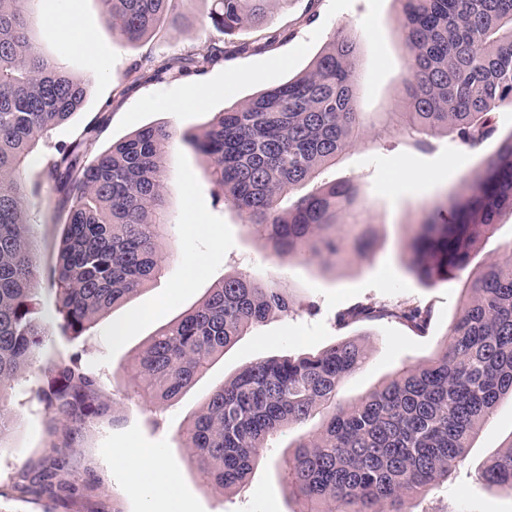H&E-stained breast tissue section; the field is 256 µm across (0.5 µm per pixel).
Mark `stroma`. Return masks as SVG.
I'll return each instance as SVG.
<instances>
[{
	"label": "stroma",
	"mask_w": 512,
	"mask_h": 512,
	"mask_svg": "<svg viewBox=\"0 0 512 512\" xmlns=\"http://www.w3.org/2000/svg\"><path fill=\"white\" fill-rule=\"evenodd\" d=\"M209 0H181L176 21L161 32L128 44L105 22L97 0H38L35 39L46 54L58 58L87 82L82 110L55 132L69 139L98 113L111 121L101 135L109 146L152 124L178 134L169 156L167 196L174 222L176 250L164 278L125 304L109 311L88 333L76 339L55 330V291L50 269L59 229L49 189H42L31 212L38 248L39 316L51 328L30 373L15 383L0 409L15 428L0 445V512H163L160 497L135 491L132 475L112 462V451L149 452L172 476L185 512H300L301 501L289 497L275 462L297 437L290 430L277 437L266 459L249 477L226 492L205 484L189 466L178 434L203 398L224 379L251 362L270 357L316 353L355 337L371 350L368 362L342 385L340 396L353 400L374 389L403 365L432 355L442 345L464 278L431 285L420 282L405 265L404 245L413 236L422 210L457 186L464 171L477 170L512 133V106L493 117L494 137L469 148L442 137L433 153H414L401 134L367 135L356 143L325 180H350L361 188L360 218L372 238L366 257L346 253L330 268L300 259L275 263L249 234L238 214L214 203L204 175V159L187 138L198 135L214 115L266 89L306 72L334 33H358L363 86L359 109L367 121L384 124L396 111L406 58L397 30L398 0H288L270 5L265 24L232 36L205 20ZM75 15L88 40L86 48L65 39L61 20ZM222 53L203 71L161 77L132 74V64L147 56ZM197 257L204 269L192 274L187 261ZM248 272L285 285L292 298L288 315L268 320L244 336L187 391L163 409L145 405L126 365L156 329L198 304L224 275ZM413 302L430 307L432 322L416 335L396 322L338 327L336 314L357 303L380 305ZM125 330L114 339L113 327ZM81 354L98 376L116 415L88 423L72 455L51 448L55 426L43 401L48 363ZM512 442V399L503 398L482 427L464 460L448 479L413 502V512H512V490L489 485L482 471L489 459ZM57 481L47 491H23V484L45 473Z\"/></svg>",
	"instance_id": "1"
}]
</instances>
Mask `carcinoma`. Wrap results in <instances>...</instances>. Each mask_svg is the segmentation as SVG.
<instances>
[{"mask_svg":"<svg viewBox=\"0 0 512 512\" xmlns=\"http://www.w3.org/2000/svg\"><path fill=\"white\" fill-rule=\"evenodd\" d=\"M38 0H0V399L32 365L44 342L37 320V250L32 200L48 183L64 217L52 268L62 335L79 337L110 310L165 274L172 224L166 193L176 132L144 126L96 150L102 113L72 139L52 141L85 102L87 82L43 54L33 38ZM105 21L128 43L162 29L178 0H98ZM270 0H212V26L232 34L266 19ZM398 29L407 54L400 111L379 132L398 130L420 153L451 137L475 147L495 133L492 115L512 104V0H400ZM219 49L192 51L135 71H201ZM359 41L343 32L302 76L218 113L191 139L204 157L216 201L237 211L271 255L340 258L342 225L361 224L359 185L322 182L367 132L358 109ZM46 163L26 177L34 154ZM316 183L315 191L297 195ZM512 216V132L481 173L434 203L409 244L407 267L435 283L458 277L471 256ZM286 289L248 272L225 276L192 310L160 328L131 367L140 396L166 405L224 351L267 320L288 313ZM396 320L416 333L430 311L417 305H357L344 326ZM364 343L339 341L317 354L251 363L212 390L182 434L190 464L206 484L228 490L264 459L273 438L321 417L320 428L278 460L288 494L306 512H411L460 463L498 402L512 397V255L468 276L442 349L399 369L354 402L338 398L363 368ZM47 406L67 455L82 426L105 415L97 378L75 353L50 364ZM512 491V442L482 473Z\"/></svg>","mask_w":512,"mask_h":512,"instance_id":"1","label":"carcinoma"}]
</instances>
